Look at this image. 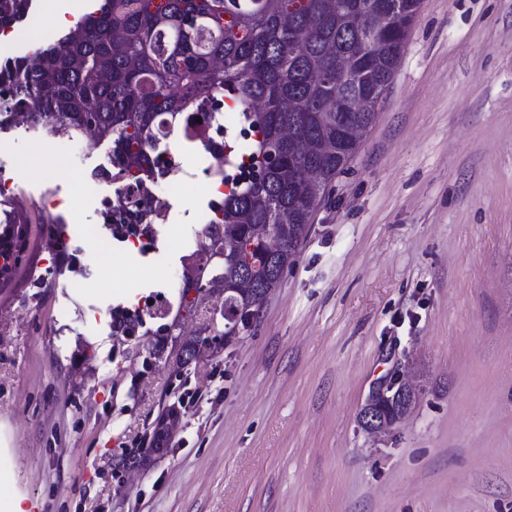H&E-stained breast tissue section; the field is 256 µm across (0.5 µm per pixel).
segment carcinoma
<instances>
[{"label":"carcinoma","instance_id":"1","mask_svg":"<svg viewBox=\"0 0 512 512\" xmlns=\"http://www.w3.org/2000/svg\"><path fill=\"white\" fill-rule=\"evenodd\" d=\"M32 0H0V29L26 19ZM418 0H101L99 7L40 47L36 63L0 49V86L34 109L45 128L79 137L89 151L107 142L112 180L149 183L158 165V129L177 130L209 103L229 99L241 137L228 164L250 172L273 147L279 166L254 181L233 179L219 209L220 231L196 241L207 257L202 280L187 287L203 301L202 284L224 292V315L213 331L231 339L250 325L293 266L311 230L315 208L354 158L360 138L392 78ZM340 70L343 84L320 73ZM30 218L3 228L0 256L22 245ZM256 224L271 234H255ZM264 276L240 289L245 261ZM181 309L164 325L176 364L199 357L197 340L175 333ZM372 402L392 420V392Z\"/></svg>","mask_w":512,"mask_h":512}]
</instances>
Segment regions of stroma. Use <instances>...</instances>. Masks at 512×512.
<instances>
[{"label":"stroma","instance_id":"1","mask_svg":"<svg viewBox=\"0 0 512 512\" xmlns=\"http://www.w3.org/2000/svg\"><path fill=\"white\" fill-rule=\"evenodd\" d=\"M28 175L77 156L25 142ZM0 283V485L27 512H512V0H420L377 117L257 321L181 371L162 335L89 334L64 315L43 216ZM117 252L103 314L167 279ZM400 369L410 414L373 437L372 383Z\"/></svg>","mask_w":512,"mask_h":512}]
</instances>
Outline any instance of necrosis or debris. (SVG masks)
Segmentation results:
<instances>
[{"instance_id": "1", "label": "necrosis or debris", "mask_w": 512, "mask_h": 512, "mask_svg": "<svg viewBox=\"0 0 512 512\" xmlns=\"http://www.w3.org/2000/svg\"><path fill=\"white\" fill-rule=\"evenodd\" d=\"M25 113V107L15 104L0 90V204L14 205L23 200L18 179L26 171V160L12 152V143L19 139L36 142L49 154L60 142L57 135L27 120ZM228 132L223 112L217 111L211 120L190 125L175 135L174 148L163 157V175L155 177L144 192L152 220V229L147 233L117 221L116 211L125 203L129 183L106 180L97 169L82 165L76 166L63 187L54 184L50 172L42 173L38 179L41 190L28 201L49 218L45 236L50 250H68L73 254L68 270L63 273V285L75 300L88 299L96 267L102 266L113 252L126 250L150 262L161 250L172 247L181 254L179 269L137 306L131 308L120 303L113 306L112 312L141 329L146 327L155 305L178 299L186 269L195 260L196 251L187 242L173 243L171 226L179 220L187 182L196 181L205 188L193 204L196 231L208 234L216 230V206L224 197V154L216 146L223 143ZM89 208L95 213L94 222L75 224V211Z\"/></svg>"}]
</instances>
